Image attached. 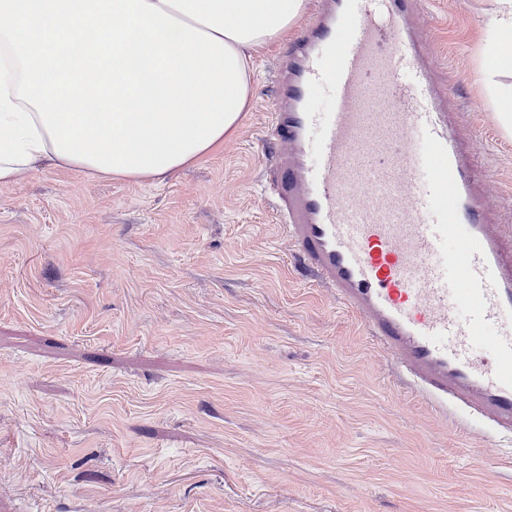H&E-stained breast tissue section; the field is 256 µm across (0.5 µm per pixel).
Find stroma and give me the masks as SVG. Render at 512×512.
Returning a JSON list of instances; mask_svg holds the SVG:
<instances>
[{
	"label": "stroma",
	"instance_id": "35a3bbf8",
	"mask_svg": "<svg viewBox=\"0 0 512 512\" xmlns=\"http://www.w3.org/2000/svg\"><path fill=\"white\" fill-rule=\"evenodd\" d=\"M489 6L415 11L512 231ZM283 49L255 56L238 129L164 182L0 187V512H512V441L437 415L290 267L261 180Z\"/></svg>",
	"mask_w": 512,
	"mask_h": 512
}]
</instances>
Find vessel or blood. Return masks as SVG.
<instances>
[{"instance_id": "vessel-or-blood-1", "label": "vessel or blood", "mask_w": 512, "mask_h": 512, "mask_svg": "<svg viewBox=\"0 0 512 512\" xmlns=\"http://www.w3.org/2000/svg\"><path fill=\"white\" fill-rule=\"evenodd\" d=\"M413 11L317 0L280 57L262 167L296 271L334 292L418 396L512 435V233L485 205L477 147L456 135ZM322 83L335 110L313 109Z\"/></svg>"}]
</instances>
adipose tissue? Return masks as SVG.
Segmentation results:
<instances>
[{
    "label": "adipose tissue",
    "mask_w": 512,
    "mask_h": 512,
    "mask_svg": "<svg viewBox=\"0 0 512 512\" xmlns=\"http://www.w3.org/2000/svg\"><path fill=\"white\" fill-rule=\"evenodd\" d=\"M487 65L512 71V0ZM306 0H0V186L44 167L151 182L236 130L255 54ZM198 108H190V101Z\"/></svg>",
    "instance_id": "1"
}]
</instances>
